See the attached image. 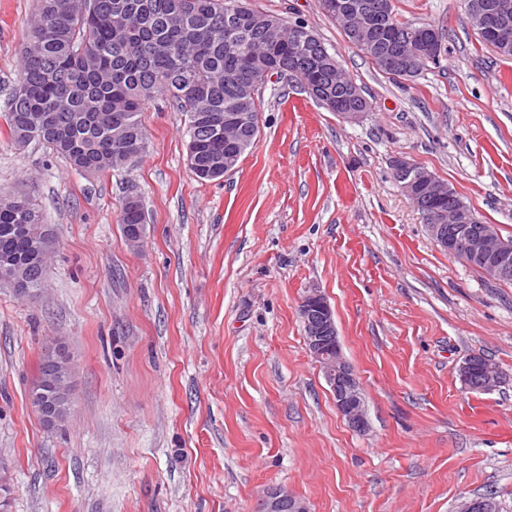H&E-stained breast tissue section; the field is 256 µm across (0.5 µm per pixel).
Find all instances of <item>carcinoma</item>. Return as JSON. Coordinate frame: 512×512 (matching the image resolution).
Returning <instances> with one entry per match:
<instances>
[{
	"label": "carcinoma",
	"instance_id": "carcinoma-1",
	"mask_svg": "<svg viewBox=\"0 0 512 512\" xmlns=\"http://www.w3.org/2000/svg\"><path fill=\"white\" fill-rule=\"evenodd\" d=\"M243 0H37L26 33L22 76L0 113L11 142L24 148L38 142L63 158L78 174L124 168L129 161L116 152L117 138L144 152V105L164 96L184 117L186 161L200 181L224 177V167H237L256 145L261 89H253V71L286 65L304 71L315 64L325 45L291 40V32L275 44L261 31L250 33L253 52L232 55L224 47V21ZM129 12L121 34L112 15ZM415 23L388 15L371 22L367 44L348 37L366 57L392 37L415 30ZM340 86L329 71L317 81L318 97L336 96ZM198 112H248L253 122L240 127L234 141L200 124ZM44 215L22 187L0 195V277L11 272L4 256L24 257L26 240L5 232L20 224H43ZM146 223L141 200L123 204L119 224L128 235ZM483 355L470 356L471 392H482Z\"/></svg>",
	"mask_w": 512,
	"mask_h": 512
}]
</instances>
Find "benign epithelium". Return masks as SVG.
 Listing matches in <instances>:
<instances>
[{
	"label": "benign epithelium",
	"instance_id": "obj_1",
	"mask_svg": "<svg viewBox=\"0 0 512 512\" xmlns=\"http://www.w3.org/2000/svg\"><path fill=\"white\" fill-rule=\"evenodd\" d=\"M321 9L328 13L341 29L352 33H361L364 22L351 3L347 0H321ZM512 5L505 2L493 5L465 7V14L471 27L482 35L487 45L500 52L512 46ZM250 29L249 15L239 9L230 14V20L224 27L226 42L243 51L248 43ZM442 52L439 32L430 26L417 29L416 37L398 44L380 56L382 64L391 60L400 67L413 72L420 69L428 60L437 58ZM326 107L336 112L347 122L360 121L365 112L344 105L342 99L333 98ZM394 174L399 177V186L414 206L424 197L441 198L447 193L446 186L413 160L400 156L393 165ZM425 226L434 242L448 254L462 260L468 256L480 258L488 274L496 279L512 277V243L505 241L493 232L489 224H482L474 233L472 225L481 224L460 202L448 204V207H426L420 209ZM20 234L27 233L39 260L49 257L47 253L50 240L55 237L50 225L33 230L20 225L12 228ZM299 315L304 325L305 336L310 354L320 363L325 378L330 385L336 407L346 418L349 425L358 432L367 428L363 396L360 386L349 363L342 355L340 345L329 349L328 343L337 337L333 311L318 292L304 296L299 305ZM332 351L327 356L326 350ZM329 360H323V357ZM72 362L70 354L60 351L53 361V369L47 378L51 394L42 396L43 384H37L31 401L40 409V417L45 425L57 428L67 421L71 410ZM500 383V371L489 360L485 361L482 389L492 392ZM257 512H308L305 501L284 488H269L259 499ZM455 512H499V504L489 495L463 498Z\"/></svg>",
	"mask_w": 512,
	"mask_h": 512
}]
</instances>
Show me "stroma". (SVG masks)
I'll return each instance as SVG.
<instances>
[{
  "label": "stroma",
  "mask_w": 512,
  "mask_h": 512,
  "mask_svg": "<svg viewBox=\"0 0 512 512\" xmlns=\"http://www.w3.org/2000/svg\"><path fill=\"white\" fill-rule=\"evenodd\" d=\"M314 30L372 109L343 122L294 82L262 90L255 147L197 181L181 114L159 97L148 148L82 176L0 123V191L26 185L58 236L37 299L0 284V512H256L269 487L309 512H455L494 493L512 512V283L442 250L393 177L404 156L512 237V58L481 42L463 0H394L444 50L392 80L319 0H247ZM36 0H0V108L20 80ZM140 196L130 245L118 222ZM332 308L368 426L338 412L298 315ZM71 354L72 414L44 427L29 392L55 344ZM484 353L505 380L467 391Z\"/></svg>",
  "instance_id": "35a3bbf8"
}]
</instances>
